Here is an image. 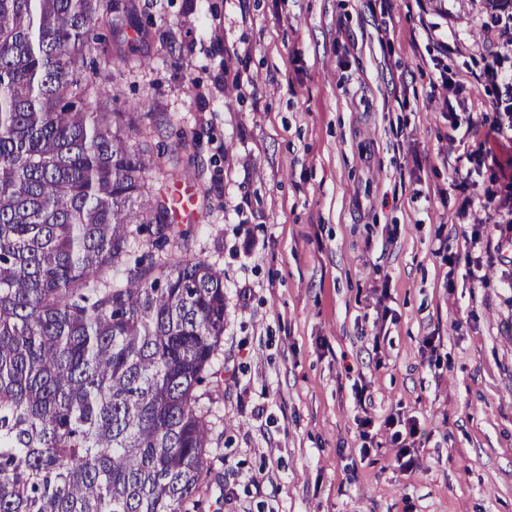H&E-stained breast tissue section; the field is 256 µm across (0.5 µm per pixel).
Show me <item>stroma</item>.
<instances>
[{
    "label": "stroma",
    "instance_id": "35a3bbf8",
    "mask_svg": "<svg viewBox=\"0 0 512 512\" xmlns=\"http://www.w3.org/2000/svg\"><path fill=\"white\" fill-rule=\"evenodd\" d=\"M135 4L136 57L99 52L86 73L119 84L122 111L200 136L199 179L171 183L175 138L148 140L154 187L190 201L169 254L224 271V343L196 389L200 512H512V224L483 195L512 143L494 131L485 69L506 36L487 0ZM467 153L481 176L458 187ZM480 224L474 278L437 246L464 251ZM392 413L418 424L414 472Z\"/></svg>",
    "mask_w": 512,
    "mask_h": 512
}]
</instances>
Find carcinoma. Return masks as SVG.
I'll list each match as a JSON object with an SVG mask.
<instances>
[{
  "label": "carcinoma",
  "instance_id": "1",
  "mask_svg": "<svg viewBox=\"0 0 512 512\" xmlns=\"http://www.w3.org/2000/svg\"><path fill=\"white\" fill-rule=\"evenodd\" d=\"M133 4L0 0V512H198L210 430L195 388L224 339V271L131 259L176 236L131 142L165 112H118L85 79ZM166 180L192 172L181 135Z\"/></svg>",
  "mask_w": 512,
  "mask_h": 512
}]
</instances>
